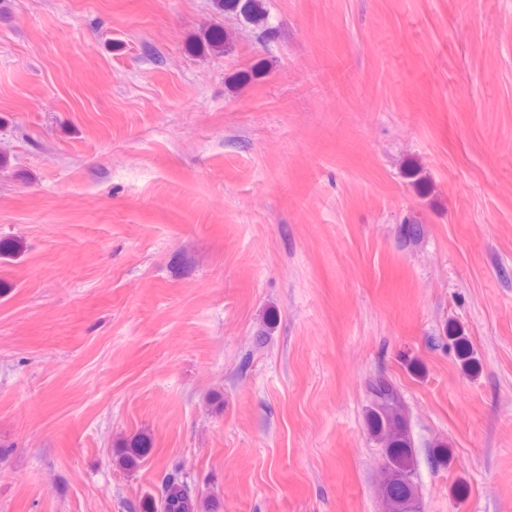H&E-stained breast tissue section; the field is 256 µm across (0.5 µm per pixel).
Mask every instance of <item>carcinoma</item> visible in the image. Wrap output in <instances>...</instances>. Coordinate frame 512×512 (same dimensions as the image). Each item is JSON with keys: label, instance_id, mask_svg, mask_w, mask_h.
I'll return each mask as SVG.
<instances>
[{"label": "carcinoma", "instance_id": "cac0c4a2", "mask_svg": "<svg viewBox=\"0 0 512 512\" xmlns=\"http://www.w3.org/2000/svg\"><path fill=\"white\" fill-rule=\"evenodd\" d=\"M219 11L239 10L254 15L253 0H215ZM371 404L368 422L371 430L381 437L387 463L380 484L386 512H417L416 487L413 483L414 460L408 429L409 410L401 393L385 380L369 384ZM151 452V442L139 438L122 449L118 463L133 467ZM139 512H214L213 503L190 487L181 471L166 474L154 497L139 504Z\"/></svg>", "mask_w": 512, "mask_h": 512}]
</instances>
